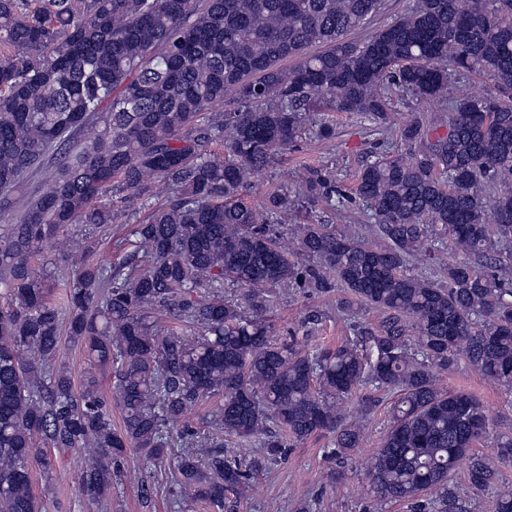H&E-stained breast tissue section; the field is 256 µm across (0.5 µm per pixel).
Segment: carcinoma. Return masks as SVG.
I'll use <instances>...</instances> for the list:
<instances>
[{
	"label": "carcinoma",
	"instance_id": "carcinoma-1",
	"mask_svg": "<svg viewBox=\"0 0 512 512\" xmlns=\"http://www.w3.org/2000/svg\"><path fill=\"white\" fill-rule=\"evenodd\" d=\"M382 0H0V205L33 171L60 162L24 212L0 231V512H45L34 472L59 477L62 452L94 463L75 477L91 504L112 498L117 463L136 448L171 462L183 492L224 506L242 497L262 460L327 431L336 455L359 447L343 403L363 387L393 393L388 432L368 478L380 502L413 512H471L451 488L494 491L512 512V489H494L495 463L473 450L492 421L474 397L445 391L438 375L468 362L512 388V0H414L365 38ZM485 75L498 92L454 100L448 132L416 117L398 129L419 150L367 161L355 195L384 240L336 232L313 207L344 195L327 167L303 166L298 193L262 204L244 195L278 151L305 134L312 112L391 125V95L448 99L457 72ZM98 129L75 143L89 121ZM161 183L169 197L153 204ZM110 193L113 208L98 203ZM123 268L89 262L93 241L72 224H129ZM295 224L297 254L275 224ZM451 242L458 257L444 258ZM47 243L72 264L51 298L32 261ZM446 281L406 272L416 254ZM327 294L346 289L342 312L383 311L376 329L309 346L311 313L274 337L267 287ZM240 288V297L224 288ZM99 366L114 368L122 425L88 374L81 387L53 367L62 332ZM222 398L206 426L260 440L243 464L224 444L168 427Z\"/></svg>",
	"mask_w": 512,
	"mask_h": 512
}]
</instances>
